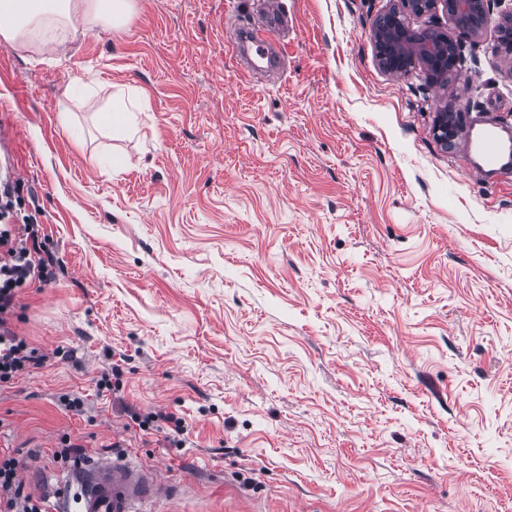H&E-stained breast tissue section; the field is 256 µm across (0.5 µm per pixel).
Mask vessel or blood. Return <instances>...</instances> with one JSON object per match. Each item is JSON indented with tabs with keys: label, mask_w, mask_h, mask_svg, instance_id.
<instances>
[{
	"label": "vessel or blood",
	"mask_w": 512,
	"mask_h": 512,
	"mask_svg": "<svg viewBox=\"0 0 512 512\" xmlns=\"http://www.w3.org/2000/svg\"><path fill=\"white\" fill-rule=\"evenodd\" d=\"M239 43L262 58L271 53V39L259 29L241 32ZM468 146L479 157L472 168L479 177L512 158V149L492 128L469 139ZM73 482L78 485L77 512H152V504L178 492L177 485L164 481L155 468L119 456L98 458L81 468L77 477L59 478L64 487Z\"/></svg>",
	"instance_id": "vessel-or-blood-1"
}]
</instances>
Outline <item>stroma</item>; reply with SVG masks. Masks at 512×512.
<instances>
[{"mask_svg":"<svg viewBox=\"0 0 512 512\" xmlns=\"http://www.w3.org/2000/svg\"><path fill=\"white\" fill-rule=\"evenodd\" d=\"M389 4L137 0L58 53L0 43V177L52 272L17 293L47 360L0 390V448L45 512L73 506L66 436L181 486L153 512H512V168L433 134L444 108L512 129V66L491 25L447 84L389 75ZM242 27L276 72H244ZM120 90L144 110L117 135ZM237 46H247L261 58L271 54V38L266 32L258 29L244 30L240 33ZM130 418L137 423L138 427L143 431L151 429V427L154 426L153 423L158 421H163L171 425V429L177 435L183 434L185 431L182 419L174 416L173 414L155 413L142 417L137 413H132Z\"/></svg>","mask_w":512,"mask_h":512,"instance_id":"35a3bbf8","label":"stroma"}]
</instances>
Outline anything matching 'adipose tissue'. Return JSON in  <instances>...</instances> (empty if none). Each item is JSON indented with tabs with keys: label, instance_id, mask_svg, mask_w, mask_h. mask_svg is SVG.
Returning a JSON list of instances; mask_svg holds the SVG:
<instances>
[{
	"label": "adipose tissue",
	"instance_id": "ef3b65f1",
	"mask_svg": "<svg viewBox=\"0 0 512 512\" xmlns=\"http://www.w3.org/2000/svg\"><path fill=\"white\" fill-rule=\"evenodd\" d=\"M135 12L136 0H0V42L35 40L45 49L56 44L49 30L122 29Z\"/></svg>",
	"mask_w": 512,
	"mask_h": 512
}]
</instances>
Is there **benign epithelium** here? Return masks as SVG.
<instances>
[{"label": "benign epithelium", "mask_w": 512, "mask_h": 512, "mask_svg": "<svg viewBox=\"0 0 512 512\" xmlns=\"http://www.w3.org/2000/svg\"><path fill=\"white\" fill-rule=\"evenodd\" d=\"M400 5L379 14L372 25L371 38L378 60L389 74L401 76L420 67L427 81H448V72L462 64L461 39H476L490 20L491 0H399ZM443 12L455 34L433 29L423 34L409 27L406 17ZM434 134L444 146L456 139L452 113L443 109L434 118Z\"/></svg>", "instance_id": "benign-epithelium-1"}]
</instances>
